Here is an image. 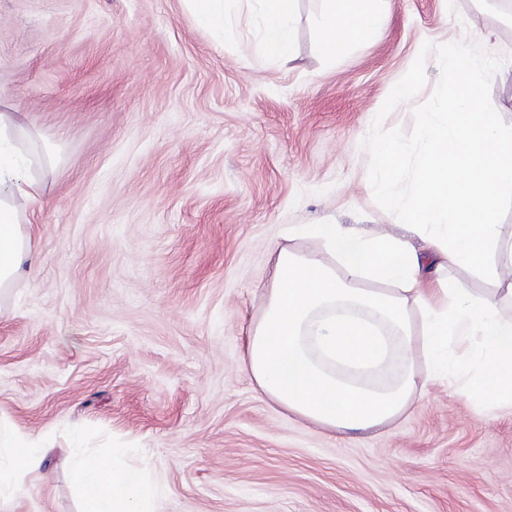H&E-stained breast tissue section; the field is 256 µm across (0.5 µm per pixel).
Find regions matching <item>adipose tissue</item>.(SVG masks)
<instances>
[{
	"label": "adipose tissue",
	"mask_w": 512,
	"mask_h": 512,
	"mask_svg": "<svg viewBox=\"0 0 512 512\" xmlns=\"http://www.w3.org/2000/svg\"><path fill=\"white\" fill-rule=\"evenodd\" d=\"M216 39L235 33L233 0H184ZM261 59L292 50L296 0H254ZM323 48L335 57L380 28L368 0H324ZM456 89L444 112L420 113L422 150L408 194L395 189L404 160L399 140L375 145L372 188L398 232L369 234L354 224H300L303 254L272 249L271 286L248 330L244 368L262 394L295 416L340 433H367L403 415L413 396L445 383L512 407V283L482 295L446 277L448 267L491 277L495 254L512 262L496 215L512 195V127L481 105L489 60L459 49L448 57ZM12 113L0 112V291L32 263L25 208L41 202L40 162L24 146ZM0 490L41 477L50 451L0 424ZM80 512H158L159 488L115 455L67 456Z\"/></svg>",
	"instance_id": "obj_1"
}]
</instances>
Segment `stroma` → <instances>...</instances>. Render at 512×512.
Instances as JSON below:
<instances>
[{"instance_id":"obj_1","label":"stroma","mask_w":512,"mask_h":512,"mask_svg":"<svg viewBox=\"0 0 512 512\" xmlns=\"http://www.w3.org/2000/svg\"><path fill=\"white\" fill-rule=\"evenodd\" d=\"M386 26L331 59L321 0L263 61L251 4L221 41L181 0H0V112L47 159L37 262L0 294V423L54 451L0 512H79L66 452L121 451L159 512H512V408L435 384L362 436L256 390L248 326L295 224L390 229L372 144L414 155L447 109V52L493 61L512 126V14L496 0H377ZM410 94L392 100L396 85Z\"/></svg>"}]
</instances>
